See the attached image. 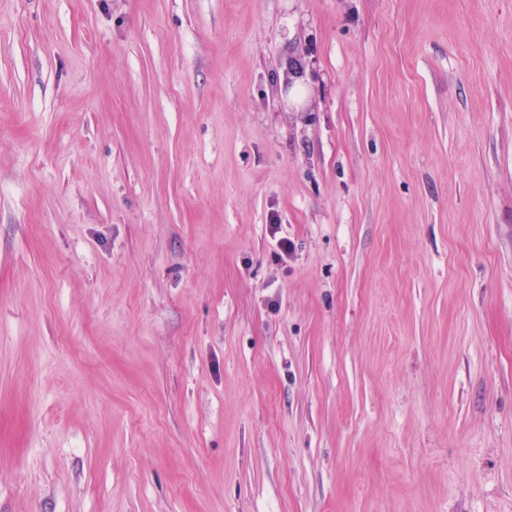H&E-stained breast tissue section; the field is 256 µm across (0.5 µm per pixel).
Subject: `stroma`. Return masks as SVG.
I'll use <instances>...</instances> for the list:
<instances>
[{"mask_svg":"<svg viewBox=\"0 0 512 512\" xmlns=\"http://www.w3.org/2000/svg\"><path fill=\"white\" fill-rule=\"evenodd\" d=\"M0 512H512V0H0ZM280 66L286 75V91L306 83L310 72V61L304 52L288 50V53L282 57Z\"/></svg>","mask_w":512,"mask_h":512,"instance_id":"stroma-1","label":"stroma"}]
</instances>
